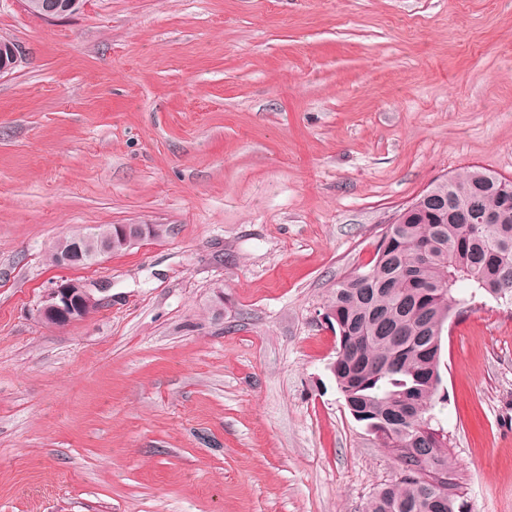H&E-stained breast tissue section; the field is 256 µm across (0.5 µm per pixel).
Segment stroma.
I'll return each instance as SVG.
<instances>
[{
    "label": "stroma",
    "instance_id": "stroma-1",
    "mask_svg": "<svg viewBox=\"0 0 512 512\" xmlns=\"http://www.w3.org/2000/svg\"><path fill=\"white\" fill-rule=\"evenodd\" d=\"M0 512H362L338 280L436 181L512 179V0H0ZM159 237L75 269L56 241ZM94 289L82 322L36 307ZM435 408L471 512H512V306L471 296ZM43 0H27L28 10L35 16L41 13L38 4ZM75 2H63V0H45L43 1V13L41 14L44 20L52 21L61 19L66 16L67 12L71 11L76 4ZM98 305L90 288L82 282H59L42 297L36 308L37 315L56 325L83 321Z\"/></svg>",
    "mask_w": 512,
    "mask_h": 512
}]
</instances>
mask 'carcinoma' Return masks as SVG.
<instances>
[{"mask_svg":"<svg viewBox=\"0 0 512 512\" xmlns=\"http://www.w3.org/2000/svg\"><path fill=\"white\" fill-rule=\"evenodd\" d=\"M466 169L434 183L415 208L382 233L369 268L336 283L325 308L338 340L331 368L345 407L399 464V476L364 512H469L448 460V436L433 424L444 402L441 336L467 300L460 285L512 301V214L474 223L473 210L499 213V184Z\"/></svg>","mask_w":512,"mask_h":512,"instance_id":"1","label":"carcinoma"}]
</instances>
